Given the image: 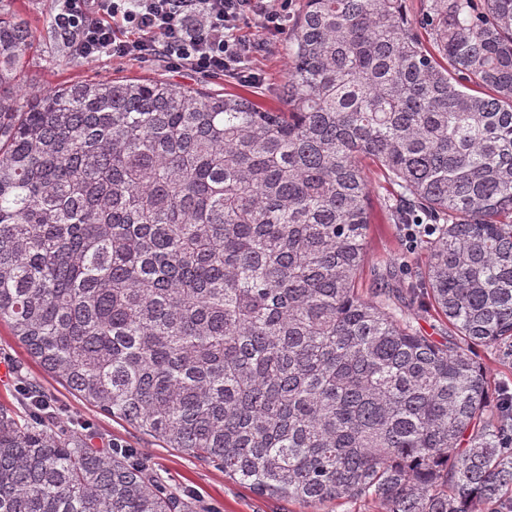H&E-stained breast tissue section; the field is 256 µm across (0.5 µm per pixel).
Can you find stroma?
Wrapping results in <instances>:
<instances>
[{
	"label": "stroma",
	"instance_id": "1",
	"mask_svg": "<svg viewBox=\"0 0 512 512\" xmlns=\"http://www.w3.org/2000/svg\"><path fill=\"white\" fill-rule=\"evenodd\" d=\"M0 8L21 14L34 28L36 43L24 63V86L28 89L44 91L95 78L161 77L177 86L202 84L217 93L250 95L274 107L287 75L288 36L284 33L271 36L270 51L253 60L252 67L260 75L259 84L253 87L242 85L229 75L205 78L194 73H175L153 59L83 58L72 65H61L57 62L61 38L54 24L57 0H0ZM367 241V259L358 279L360 292L373 288V271L377 266L393 264L406 280L414 281L427 263L424 244L410 245L401 225L388 223L382 212H375ZM0 367L8 371L6 380L0 381L1 407L31 422L40 419L42 413H49L56 430L82 435L96 448L132 450L152 471L162 491L193 497L203 512H310L295 501L258 496L247 486L225 478L219 466L167 447L125 420L81 399L28 353L4 321L0 322ZM32 389L44 395L46 408L32 405L28 396Z\"/></svg>",
	"mask_w": 512,
	"mask_h": 512
}]
</instances>
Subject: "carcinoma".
I'll return each mask as SVG.
<instances>
[{
    "mask_svg": "<svg viewBox=\"0 0 512 512\" xmlns=\"http://www.w3.org/2000/svg\"><path fill=\"white\" fill-rule=\"evenodd\" d=\"M304 0L280 111L162 78L24 93L0 14V321L82 399L310 508L512 512V0ZM384 177L372 185L362 160ZM434 226L357 279L383 185ZM425 297L441 341L402 306ZM0 512H201L0 409ZM477 355L490 374L493 395L496 397L504 384H508L512 390V357L510 354L477 348Z\"/></svg>",
    "mask_w": 512,
    "mask_h": 512,
    "instance_id": "carcinoma-1",
    "label": "carcinoma"
}]
</instances>
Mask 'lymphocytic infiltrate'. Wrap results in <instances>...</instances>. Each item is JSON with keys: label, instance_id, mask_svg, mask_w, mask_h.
<instances>
[{"label": "lymphocytic infiltrate", "instance_id": "obj_1", "mask_svg": "<svg viewBox=\"0 0 512 512\" xmlns=\"http://www.w3.org/2000/svg\"><path fill=\"white\" fill-rule=\"evenodd\" d=\"M55 24L83 57H150L174 70L256 84L251 59L285 30L293 0H60ZM255 22L261 39L242 35Z\"/></svg>", "mask_w": 512, "mask_h": 512}]
</instances>
